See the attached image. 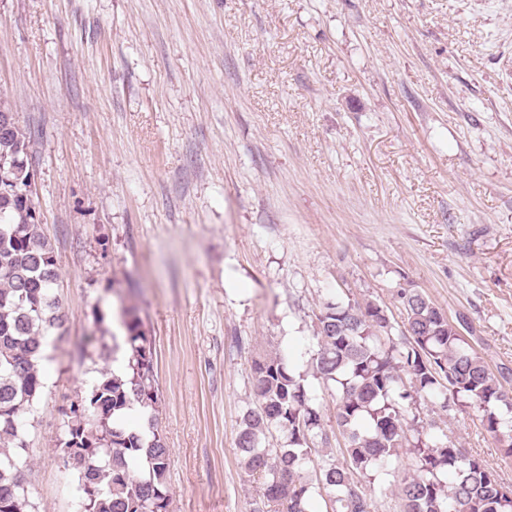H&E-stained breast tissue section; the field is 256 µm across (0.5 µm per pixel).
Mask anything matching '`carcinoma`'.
I'll return each mask as SVG.
<instances>
[{"label":"carcinoma","instance_id":"1","mask_svg":"<svg viewBox=\"0 0 512 512\" xmlns=\"http://www.w3.org/2000/svg\"><path fill=\"white\" fill-rule=\"evenodd\" d=\"M0 132V512H36L25 486L27 442L22 429L44 388L37 355L49 333L65 335L66 314L54 293L59 268L41 230L28 178L32 132L18 113ZM401 326L374 301L328 302L314 314L313 376L336 388V431L326 429L316 397L277 355L251 361L257 405L244 417L237 446L248 473L262 479L253 512H307L313 489L326 491L331 512H371L363 478L401 474V512H512V485L455 439L431 440L420 417L429 402L478 413L482 428L512 458V390L462 336L442 308L415 288L397 290ZM130 346L127 371L106 369L84 398L63 410L59 448L77 472L79 512H169L170 450L155 420L141 432L124 424L135 407L156 413L151 338L135 307L124 306ZM341 443V457L304 476L318 447ZM412 468L401 471V450Z\"/></svg>","mask_w":512,"mask_h":512}]
</instances>
